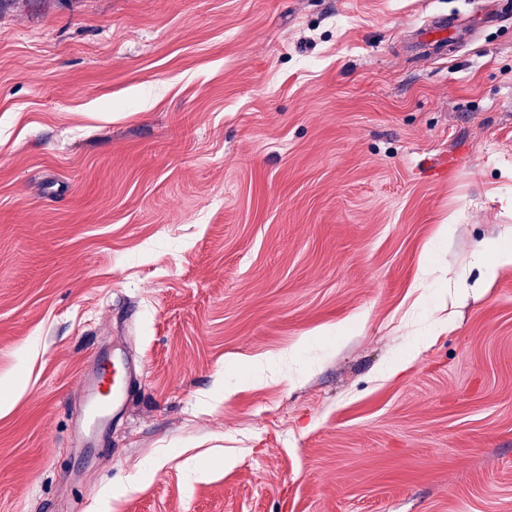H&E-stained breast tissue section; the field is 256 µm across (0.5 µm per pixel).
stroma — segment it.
I'll use <instances>...</instances> for the list:
<instances>
[{
	"label": "stroma",
	"mask_w": 512,
	"mask_h": 512,
	"mask_svg": "<svg viewBox=\"0 0 512 512\" xmlns=\"http://www.w3.org/2000/svg\"><path fill=\"white\" fill-rule=\"evenodd\" d=\"M483 2L0 0V512H512ZM436 16L478 31L424 60ZM475 259L478 263L484 264L487 269H493L495 265H510L512 264V253L506 250H501L498 247L490 246L488 244H481L475 251ZM489 254L493 255V262L487 261ZM136 372L127 368L124 364L112 363V381L109 371L103 367L101 376L85 377L81 381L84 391H88L90 395H94L103 390H111L112 387V419L117 418L124 405L127 404L125 394L128 389L136 382Z\"/></svg>",
	"instance_id": "1"
}]
</instances>
